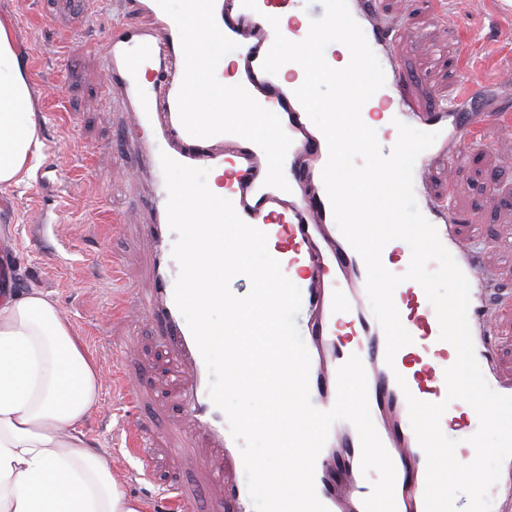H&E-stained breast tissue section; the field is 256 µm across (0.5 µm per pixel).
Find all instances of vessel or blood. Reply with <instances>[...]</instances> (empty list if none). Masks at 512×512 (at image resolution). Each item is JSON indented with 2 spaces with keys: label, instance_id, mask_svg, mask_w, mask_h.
<instances>
[{
  "label": "vessel or blood",
  "instance_id": "obj_1",
  "mask_svg": "<svg viewBox=\"0 0 512 512\" xmlns=\"http://www.w3.org/2000/svg\"><path fill=\"white\" fill-rule=\"evenodd\" d=\"M297 0H226L225 35L238 45L237 54L246 73L243 81L251 92L271 85L274 72L283 62L281 38L267 25L268 8L295 7ZM324 10L348 16L358 34L359 47H366L380 62V77L370 82L361 77L357 89L362 96L379 98L381 103L398 116L415 123L436 125L439 136L434 144L417 158L414 168L418 183H425L440 164L459 163L468 157L477 142L476 133L484 125L500 119L504 110L512 108V99L499 98L496 105L477 99V87L469 76H461L460 89L448 105L433 114L417 111L406 94L407 75L390 66L388 61L391 36L398 31L400 15H383L375 0H323ZM109 51L103 70L104 83H111L114 75H121L129 96L141 102L135 118L136 126H150L156 135L173 141L176 149L173 160L197 168H213L228 164L235 168L234 177L224 181V197L231 201L236 213L246 223L263 231L276 251L287 252L288 268L305 275L301 302L317 309L322 318L335 321L337 313L348 318L350 335H316L310 337L306 348L310 355L309 389L313 404L321 410L333 407L337 392L336 364L345 363L350 356H358L367 377L368 401L374 426L395 467L411 466L419 472L427 467L426 455L416 435L408 425L407 396L439 402L447 394L445 370L456 360V350L441 341L436 312L423 288L415 281L400 283L393 294L397 309L406 310L402 325L413 338L401 348L393 362H386V339L382 327L361 296L352 294L343 278L329 275L334 264L342 263L358 281H365L367 271L362 257L344 236H327L315 242L313 231L317 226H334L328 197H320L318 204L307 213L283 211L271 214L268 200L280 196L278 188L266 185V168L231 150L236 137L219 134L212 145L198 147L188 137L183 125L173 122L170 97L179 93L184 75V57L173 46L171 26L167 21L149 16L141 25H116L107 33ZM155 63L154 85L162 90V101H151L141 72L147 63ZM288 107L280 121L287 129L291 145L287 151L289 163L316 148L319 166L314 169L315 185H322L321 167L328 159V145L324 136L313 135L303 124L305 112L301 94L291 90L282 94ZM168 192L160 190L154 224L148 225L149 235L157 243L155 261L156 287L151 296H138L126 289L114 296L115 312L128 314L138 310L163 322L166 332L162 337L186 365L189 386L184 392V408L190 421L203 429L218 451L235 447L225 414L211 401L208 393L209 373L195 339L174 300L176 261L170 245L171 229L168 223ZM423 215L436 228L439 238L451 253L470 283L468 320L475 356L483 376L492 390L512 396V379L497 376L491 369L492 350L488 341L497 324L500 312L495 304L498 294L491 288L487 270L482 263V247L475 240L456 235L452 226L455 217L439 205L424 206ZM477 413L466 402L456 400L440 420L443 433L462 436L455 455L460 462H471L475 450L469 439L476 432L473 424ZM330 450L322 448L315 464V489L328 512H340L341 502L327 479ZM396 512H425L424 492L403 488L394 499Z\"/></svg>",
  "mask_w": 512,
  "mask_h": 512
}]
</instances>
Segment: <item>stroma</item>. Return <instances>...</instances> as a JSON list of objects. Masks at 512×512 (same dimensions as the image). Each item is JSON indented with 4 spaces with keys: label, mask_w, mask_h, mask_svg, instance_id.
Instances as JSON below:
<instances>
[{
    "label": "stroma",
    "mask_w": 512,
    "mask_h": 512,
    "mask_svg": "<svg viewBox=\"0 0 512 512\" xmlns=\"http://www.w3.org/2000/svg\"><path fill=\"white\" fill-rule=\"evenodd\" d=\"M400 12L394 54L409 75L408 91L423 110L447 99L467 74L488 85L512 82V0H379ZM12 26L39 114L41 147L27 181L0 188V253L8 269L0 289L38 290L61 309L102 369L100 405L85 430L112 456L121 488L143 505L162 503L169 487L194 497L200 512H238L229 490L211 485L206 470H238L218 457L209 438L185 418L174 363L159 345L161 327L141 313L114 320L103 256L119 255L126 282L140 292L154 286L152 223L158 180L129 132L124 90H102L106 35L114 24H135L133 0H103L98 18H81L76 0H0ZM68 40L66 54L58 44ZM479 150L454 170L440 168L432 192L469 216L467 234L485 244V261L512 289V110L478 134ZM139 388L131 430L112 387L113 343ZM194 452L176 455L184 438Z\"/></svg>",
    "instance_id": "obj_1"
}]
</instances>
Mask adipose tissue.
<instances>
[{
  "label": "adipose tissue",
  "mask_w": 512,
  "mask_h": 512,
  "mask_svg": "<svg viewBox=\"0 0 512 512\" xmlns=\"http://www.w3.org/2000/svg\"><path fill=\"white\" fill-rule=\"evenodd\" d=\"M314 39L332 44L334 56L310 59L306 70L281 73L295 86L344 84L364 72L365 60L349 38L319 30ZM17 54L13 28L0 18V187L23 183L39 146V120ZM375 104L349 94L336 98L326 134L344 158L331 182L345 211L369 212L379 204L368 177L396 173L397 149L365 151L349 129H367ZM102 372L57 304L40 291L0 294V512H144L128 497L112 470L110 453L94 448L84 427L98 406Z\"/></svg>",
  "instance_id": "adipose-tissue-1"
}]
</instances>
